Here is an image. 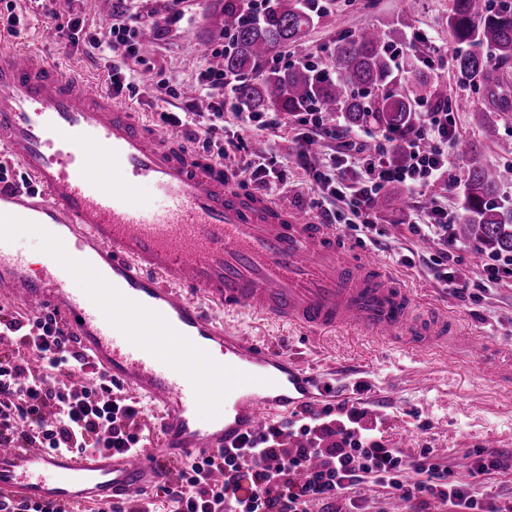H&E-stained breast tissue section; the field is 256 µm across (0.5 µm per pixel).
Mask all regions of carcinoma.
<instances>
[{"label": "carcinoma", "mask_w": 512, "mask_h": 512, "mask_svg": "<svg viewBox=\"0 0 512 512\" xmlns=\"http://www.w3.org/2000/svg\"><path fill=\"white\" fill-rule=\"evenodd\" d=\"M448 34L458 50L453 58L457 78L489 89L499 109L512 100L496 93L500 81L494 69L512 62V0H450ZM315 15L313 0H264L259 15L246 13L245 0H224V54L212 57L213 67L243 73L286 45L303 40ZM392 32L380 26L339 38L329 67L313 63L274 65L237 85V104L252 112H305L317 108L340 112L349 128L376 125L403 139L413 126L414 104L441 103L446 88L421 70L414 72L411 90L392 78ZM464 236L512 257V209L497 206L501 184L512 180V169L481 163L477 148L464 153Z\"/></svg>", "instance_id": "obj_1"}]
</instances>
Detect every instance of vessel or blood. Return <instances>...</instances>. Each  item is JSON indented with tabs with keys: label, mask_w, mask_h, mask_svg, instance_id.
<instances>
[{
	"label": "vessel or blood",
	"mask_w": 512,
	"mask_h": 512,
	"mask_svg": "<svg viewBox=\"0 0 512 512\" xmlns=\"http://www.w3.org/2000/svg\"><path fill=\"white\" fill-rule=\"evenodd\" d=\"M0 150L28 186L0 188V296L61 310L90 359L157 408L154 452L0 447V498L106 512L165 480L156 461L238 447L274 411L324 385L288 354L225 329L260 315L314 335L336 328L427 347L413 299L334 225L242 189L209 159L168 146L128 106L59 65L0 48ZM149 187L153 202L138 196ZM52 246L34 277L19 225ZM94 286L75 293L70 275ZM213 419L196 421L200 405Z\"/></svg>",
	"instance_id": "obj_1"
}]
</instances>
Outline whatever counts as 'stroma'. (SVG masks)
<instances>
[{
    "label": "stroma",
    "instance_id": "1",
    "mask_svg": "<svg viewBox=\"0 0 512 512\" xmlns=\"http://www.w3.org/2000/svg\"><path fill=\"white\" fill-rule=\"evenodd\" d=\"M450 0H325L326 9L315 16L305 39L281 49L282 62L298 65L314 59L327 65L337 38L372 26L392 25L405 10H412L415 30L431 34L446 63L434 79L444 83L449 97L465 96L470 111L454 113L456 135L448 147V179L419 193L402 186L388 188L377 212L380 245L363 243L369 257L395 273L417 305L420 322L434 314L446 315L448 340L419 353L350 330L307 336L290 326L261 320L245 313L227 314L225 323L243 336L263 340L285 351L297 353L301 365L332 381L344 369L346 385L355 389L354 407H380V417H365L385 447L396 448L411 459L421 449L432 451L435 462L451 467L456 478L465 470L456 466L459 457H472L475 450L494 440L497 452L512 453V276L499 287L485 290L483 261L487 246L474 239H458L454 266L457 282L467 285L466 296L439 282L428 266L437 245L413 236L407 226L409 214L426 219L430 201L440 199L450 207L463 205L464 173L458 165L463 151L476 148L481 162L512 163V111L498 121L502 142L485 145L480 128L485 109L492 102L483 89L461 84L450 64L456 46L448 35L446 16ZM223 0H129L127 8L151 42L141 44L142 64L135 67V88L122 100L137 112L150 129L170 137L173 144L196 151L194 141L160 119L162 105L155 81L165 78L174 90L194 86L206 53L223 49L229 41L223 34ZM114 0H0V42H10L39 59L55 61L63 69L78 73L90 88L109 86L110 58L87 55L59 37L58 24L79 20L85 37H94L112 19ZM298 120L284 114L277 127L247 130L243 116L225 112L222 164L239 175L244 154L276 157L284 172L282 184L272 199L288 210L309 211L315 196L310 165L324 162L336 143L322 141L308 163L298 158ZM244 137L248 150L239 152L233 137Z\"/></svg>",
    "mask_w": 512,
    "mask_h": 512
}]
</instances>
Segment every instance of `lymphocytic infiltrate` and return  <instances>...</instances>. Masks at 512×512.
I'll list each match as a JSON object with an SVG mask.
<instances>
[{"label": "lymphocytic infiltrate", "mask_w": 512, "mask_h": 512, "mask_svg": "<svg viewBox=\"0 0 512 512\" xmlns=\"http://www.w3.org/2000/svg\"><path fill=\"white\" fill-rule=\"evenodd\" d=\"M133 24L126 10H115L111 22L85 45L87 52L111 58V91L116 97L134 88L127 64L136 54ZM226 108L223 102L213 105L209 123L200 131L193 127L196 107L191 101L183 111L162 112L161 119L207 150L224 131ZM299 124V143L309 145L327 135L340 142V155L312 173L318 189L313 206L326 224L340 219L327 208L328 198H344L351 212L350 228L373 237L374 201L382 191L401 184L415 192L448 173L447 147L455 128L446 104L421 113L402 163L392 161L389 146L381 143L372 153L362 154L343 131L327 128L319 112L304 113ZM348 168L358 171L350 183L340 175ZM459 220L455 211L434 203L427 221H414L409 227L412 234L443 244V251L431 259L433 274L441 282L454 280L450 227ZM77 375L84 382L76 387L71 380ZM344 408L340 400L319 413H301L298 419L271 424L256 438L245 440L241 451L195 458L163 491L175 512H310L317 505L337 512L338 499L357 507L359 489L370 484L410 505L431 497L461 512H512V490L498 503L483 500L474 491L476 480L512 472V453H477L467 469L468 481H457L448 467L430 462L428 454L404 459L398 449L384 447L357 421L337 426L332 412ZM142 413L119 382L88 360L78 337L61 326L56 313L28 315L0 308V447L103 448L118 453L143 449L149 440L136 425ZM298 436L307 443L296 448L292 441ZM214 470L223 474L222 483L208 481Z\"/></svg>", "instance_id": "f902f5d3"}]
</instances>
